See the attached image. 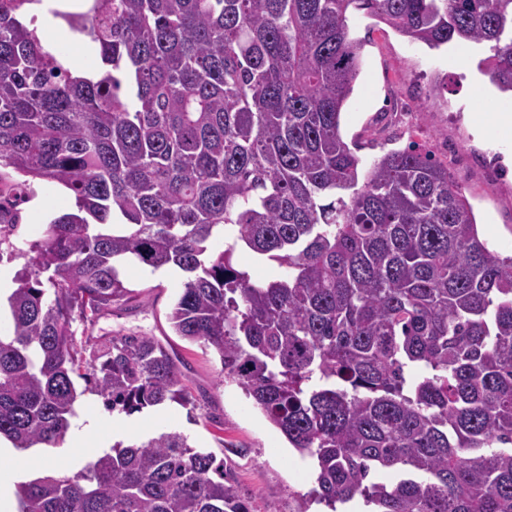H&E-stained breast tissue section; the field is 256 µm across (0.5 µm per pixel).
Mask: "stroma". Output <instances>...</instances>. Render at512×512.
<instances>
[{"instance_id": "1", "label": "stroma", "mask_w": 512, "mask_h": 512, "mask_svg": "<svg viewBox=\"0 0 512 512\" xmlns=\"http://www.w3.org/2000/svg\"><path fill=\"white\" fill-rule=\"evenodd\" d=\"M349 25L363 48L354 91L341 114L344 141L366 164L412 143L430 151L447 163L485 237L511 253L512 137L502 134L495 114L512 106V96L482 81L478 62L489 56V48L454 44L431 49L363 11L352 12ZM35 187L41 209L22 205L20 224L10 238L14 251L0 255V268L13 274L25 266L29 244L41 238L50 219L75 209L74 195L63 193L61 185L39 181ZM125 277L131 299L93 325L74 322L75 334H92L100 345L115 336L155 337L178 356L199 408L190 413L170 402L115 424L101 421L93 432L75 421L51 457L75 472L102 454L105 439L129 442L177 430L223 459L253 512H293L299 496L314 486L312 461L291 448L239 386L222 380L216 355L174 335L167 316L182 275L135 264L127 267Z\"/></svg>"}]
</instances>
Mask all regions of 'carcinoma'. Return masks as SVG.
Wrapping results in <instances>:
<instances>
[{"label":"carcinoma","mask_w":512,"mask_h":512,"mask_svg":"<svg viewBox=\"0 0 512 512\" xmlns=\"http://www.w3.org/2000/svg\"><path fill=\"white\" fill-rule=\"evenodd\" d=\"M0 0V242L35 181L74 193L30 244L0 335V438L60 445L74 377L131 415L196 404L151 336L80 373L72 322L130 298L120 264L176 267V335L316 468L313 502L512 512V254L479 233L448 165L411 145L370 165L343 140L365 10L413 42L487 45L512 93V0H94L54 12L100 47L75 76L25 4ZM222 242L216 249L214 242ZM245 245L277 263L234 264ZM396 470L393 484L370 482ZM16 512H252L224 460L178 431L16 486ZM237 264L246 268L254 279H264L270 274L272 265L266 260L257 259L249 250L242 249L236 257Z\"/></svg>","instance_id":"cac0c4a2"}]
</instances>
